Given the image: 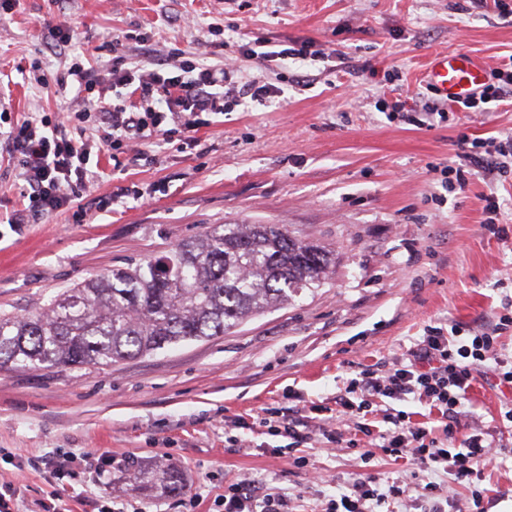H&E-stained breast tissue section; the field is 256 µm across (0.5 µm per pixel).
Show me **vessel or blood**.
Listing matches in <instances>:
<instances>
[{
    "mask_svg": "<svg viewBox=\"0 0 512 512\" xmlns=\"http://www.w3.org/2000/svg\"><path fill=\"white\" fill-rule=\"evenodd\" d=\"M432 93L449 101H462L478 92L488 80L486 65L459 49L436 55L425 74Z\"/></svg>",
    "mask_w": 512,
    "mask_h": 512,
    "instance_id": "obj_1",
    "label": "vessel or blood"
}]
</instances>
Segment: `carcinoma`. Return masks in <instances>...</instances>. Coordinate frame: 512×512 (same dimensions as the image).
Masks as SVG:
<instances>
[{
    "label": "carcinoma",
    "mask_w": 512,
    "mask_h": 512,
    "mask_svg": "<svg viewBox=\"0 0 512 512\" xmlns=\"http://www.w3.org/2000/svg\"><path fill=\"white\" fill-rule=\"evenodd\" d=\"M332 266L276 224H219L167 254L85 280L27 315H0V368L86 367L221 336L287 304ZM150 486L185 491L174 466Z\"/></svg>",
    "instance_id": "carcinoma-1"
}]
</instances>
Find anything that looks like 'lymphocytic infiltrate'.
Returning <instances> with one entry per match:
<instances>
[{"label":"lymphocytic infiltrate","instance_id":"lymphocytic-infiltrate-1","mask_svg":"<svg viewBox=\"0 0 512 512\" xmlns=\"http://www.w3.org/2000/svg\"><path fill=\"white\" fill-rule=\"evenodd\" d=\"M71 84L90 98L109 88L132 85L140 103L129 106L122 101L103 102L92 115L83 109L66 110L51 125L34 118L13 124L7 135L9 151L19 168L22 194L28 204L10 216V223L24 224L33 217L53 215L72 207L89 192L95 182L88 168L92 149L135 148L174 140L188 146L206 125L207 115L225 112L248 100L262 103L276 94L272 87L245 78L227 64H201L178 50L148 74L136 75L129 71L125 55L117 47L112 50L108 76L77 60L56 78V93L66 92ZM90 118L99 132L93 145L85 128ZM501 158L512 159V136L463 140L449 168L451 177L442 186L449 192L464 189L469 176L492 171ZM497 346L498 338L492 331L471 329L466 335L448 337L441 328L430 327L407 351L405 359L393 367L354 371L344 393L336 398L335 426L322 424L314 430L270 408L257 422L268 434L288 438V450L298 466L305 459L298 456L297 449L309 443L313 435L340 444L350 429L367 447L360 456L363 463L372 461L368 447L378 440L384 452L394 458L411 460L420 469L442 471L457 482L469 484L479 478L482 464L507 449L488 433L458 431L466 395L479 368L493 359ZM407 395L437 410L441 436H433L427 427L412 422L407 412L394 408V400ZM377 412L391 424L389 434L377 435L368 422V415ZM412 495L433 502L436 488L427 485L414 492L408 484L395 481L383 489L369 474L356 478L350 493L330 500L325 512H376L385 500H403ZM224 512H288V508L286 500L258 496L252 484L236 482L224 489Z\"/></svg>","mask_w":512,"mask_h":512}]
</instances>
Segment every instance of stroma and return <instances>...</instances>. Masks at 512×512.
<instances>
[{
  "label": "stroma",
  "mask_w": 512,
  "mask_h": 512,
  "mask_svg": "<svg viewBox=\"0 0 512 512\" xmlns=\"http://www.w3.org/2000/svg\"><path fill=\"white\" fill-rule=\"evenodd\" d=\"M66 18L74 37L57 48L47 25ZM119 38L128 66L169 50L282 89L281 97L211 116L195 145L163 142L143 154H92L99 180L81 200L27 224L23 182L0 140V313L28 314L57 292L113 268L166 254L216 224H278L332 251L334 265L288 305L207 340L95 368L0 370V494L11 512H220L225 486L251 481L324 512L362 471L360 451L318 440L305 466L278 457L286 438L252 422L263 409L308 416L334 403L352 367L392 365L428 327L445 335L488 329L512 296V176L476 173L446 193L441 171L461 138L512 134V106L453 112L417 124L424 72L464 49L495 66L512 55V17L494 0H0V107L5 123L54 120L77 107L38 74L73 58L107 70L103 43ZM259 39L310 42L318 55L267 68L242 56ZM117 195L111 210L96 198ZM500 205V234L485 229L486 195ZM487 361L467 395L460 433L502 425L512 391ZM248 440L233 448L226 435ZM380 483H434L447 512H512V458L460 485L374 448ZM176 464L186 489L167 496L138 481Z\"/></svg>",
  "instance_id": "35a3bbf8"
}]
</instances>
